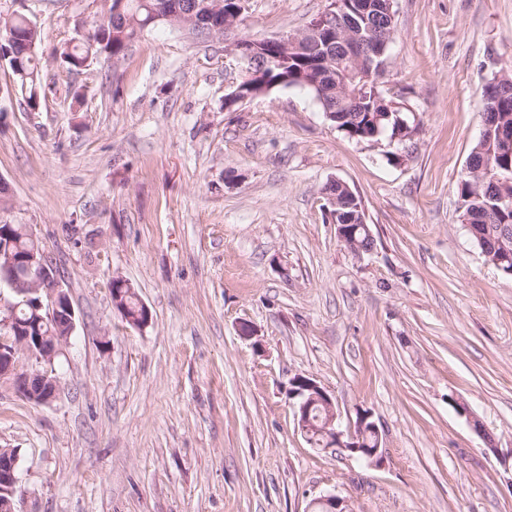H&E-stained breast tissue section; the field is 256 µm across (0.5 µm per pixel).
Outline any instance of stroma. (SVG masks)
I'll list each match as a JSON object with an SVG mask.
<instances>
[{
	"label": "stroma",
	"instance_id": "35a3bbf8",
	"mask_svg": "<svg viewBox=\"0 0 512 512\" xmlns=\"http://www.w3.org/2000/svg\"><path fill=\"white\" fill-rule=\"evenodd\" d=\"M327 5L245 0L236 34L293 33ZM25 7L45 92L30 111L0 66V222L44 245L79 321L53 403L0 380L17 512H307L327 492L352 512H512V278L456 191L479 92L512 63V0H394L379 88L410 134L371 142L298 87L225 108L242 72L224 41L166 23L66 73L58 50L99 0ZM336 180L370 251L338 236ZM115 277L145 326L115 310ZM298 375L343 418L371 412L381 464L307 443ZM112 303L114 304L115 308L118 310L121 314L122 318L126 320L128 324H133L137 322L138 315L140 313V309L142 307V315L139 318V325H145L149 322L151 319L150 310L148 307L141 303L139 298L137 297L136 293L132 291L131 286L123 279L121 278H112ZM131 293L127 294L126 297H123L125 295V290H127ZM123 297V298H122ZM121 299L123 302H121ZM141 303V306H140Z\"/></svg>",
	"mask_w": 512,
	"mask_h": 512
}]
</instances>
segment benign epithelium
Listing matches in <instances>:
<instances>
[{"instance_id":"7a95c632","label":"benign epithelium","mask_w":512,"mask_h":512,"mask_svg":"<svg viewBox=\"0 0 512 512\" xmlns=\"http://www.w3.org/2000/svg\"><path fill=\"white\" fill-rule=\"evenodd\" d=\"M353 9L352 0H330L329 6L316 17L312 18L303 32L314 31L323 40L333 37L335 23L347 11ZM241 15L238 0H227L224 7V31L230 32L236 26ZM295 43L294 35H281L260 40L237 38L228 43L226 54L235 58L242 65L246 74L243 83L236 86L224 98L228 108L252 96L254 91L247 89L244 83L256 78L248 67L252 55L251 49L259 44H277L283 50ZM387 41L378 38L369 43L351 41L346 50L349 55L356 56L365 51L377 58L386 49ZM45 252L32 250L25 256H17L10 249L0 247V269L12 276L14 284L27 282L28 287L9 289L24 296L23 304L31 310L32 317L24 322L17 317L18 305L12 297L0 292V306L8 307L5 315L0 316V379L11 381L17 393L26 400L38 404H50L59 394L58 380L51 367L55 360L63 354L73 335L78 316L70 299L69 290L58 276L54 268L42 260ZM62 320L60 332L53 336L39 333V325L50 320ZM33 361L31 369L23 371L19 367L22 358ZM291 393L298 399L296 418L301 431L305 432L309 425L311 407L319 402L330 410L329 425L332 427L334 447L336 450L349 453L365 460L378 457L380 448L363 446L360 432L370 427L378 429L371 421L367 411L357 413V420L352 425L342 426L340 414L337 412L331 396L312 378L297 376L291 381ZM19 456L11 448H0V512H15V499L19 490L20 472ZM309 512H351L347 502L332 494L321 495L312 500Z\"/></svg>"}]
</instances>
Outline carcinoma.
I'll use <instances>...</instances> for the list:
<instances>
[{"label":"carcinoma","instance_id":"obj_1","mask_svg":"<svg viewBox=\"0 0 512 512\" xmlns=\"http://www.w3.org/2000/svg\"><path fill=\"white\" fill-rule=\"evenodd\" d=\"M114 2L109 9L101 10L85 26L75 30L58 51L59 58L67 71H80L90 66L100 56L120 60L125 57L130 44L146 28L160 23H172L194 31L191 22L188 0H125L123 12L113 17ZM32 19L26 13L0 17V52L6 54L16 47L38 43L39 32L31 28ZM348 34L343 29L336 30V46L327 49L330 54V71L322 74L316 67L303 70L300 87L310 90L321 105L328 120L348 137L361 140L358 133L368 130L378 131V136L404 138L405 127L395 115H387V103L372 89L361 84V75L376 66L365 57L359 61L343 62L336 68V47L343 45ZM309 37H298V46L288 52L292 62L283 69L276 68L270 80L282 74L294 76V68L299 66L297 58L305 56ZM11 59L18 62L21 75L17 76L20 88L25 92L28 107L41 104V67L36 50H29ZM512 87V71L504 70L493 76L482 88L480 101L484 117V135L472 148L469 159L472 167L466 169L457 183V193L461 203V221L473 225L486 246L485 257L490 262L501 257L498 243L512 236V153L501 148L500 134L512 130V95L506 94L505 87ZM4 235L0 246L6 245L16 254L25 253L38 246L27 225H1ZM140 300L131 292L122 298L119 313L127 323L137 322L140 313ZM328 420L326 408L317 404L311 408L309 430L306 438L310 445L323 451L333 449L329 435L325 431Z\"/></svg>","mask_w":512,"mask_h":512}]
</instances>
